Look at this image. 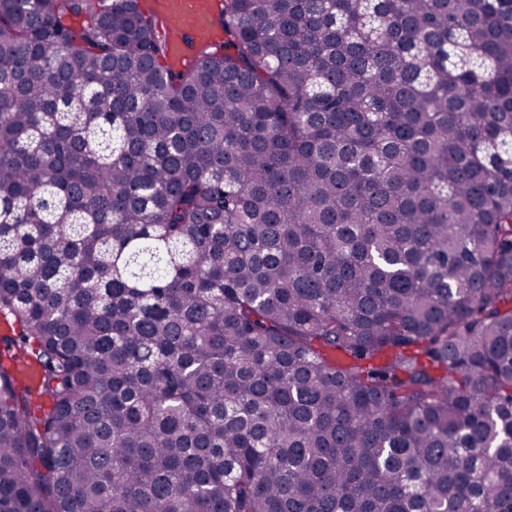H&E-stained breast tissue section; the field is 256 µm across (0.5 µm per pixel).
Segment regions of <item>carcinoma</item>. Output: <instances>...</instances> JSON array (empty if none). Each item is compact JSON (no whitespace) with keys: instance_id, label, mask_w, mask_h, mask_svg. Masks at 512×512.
Instances as JSON below:
<instances>
[{"instance_id":"1","label":"carcinoma","mask_w":512,"mask_h":512,"mask_svg":"<svg viewBox=\"0 0 512 512\" xmlns=\"http://www.w3.org/2000/svg\"><path fill=\"white\" fill-rule=\"evenodd\" d=\"M139 2L0 0V512H512V0ZM214 0H144L142 10L163 20L168 33V61L177 68L193 62V49L216 46L224 36ZM192 43V46L190 45Z\"/></svg>"}]
</instances>
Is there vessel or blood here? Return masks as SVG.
<instances>
[{"label":"vessel or blood","mask_w":512,"mask_h":512,"mask_svg":"<svg viewBox=\"0 0 512 512\" xmlns=\"http://www.w3.org/2000/svg\"><path fill=\"white\" fill-rule=\"evenodd\" d=\"M142 9L165 22L168 61L175 67L191 64L194 49L217 45L223 37L217 0H143Z\"/></svg>","instance_id":"b4317fda"}]
</instances>
